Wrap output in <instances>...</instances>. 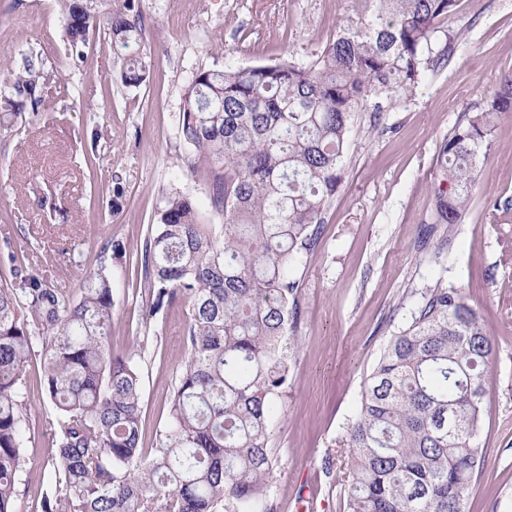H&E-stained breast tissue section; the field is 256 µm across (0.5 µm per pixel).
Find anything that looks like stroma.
<instances>
[{
	"mask_svg": "<svg viewBox=\"0 0 512 512\" xmlns=\"http://www.w3.org/2000/svg\"><path fill=\"white\" fill-rule=\"evenodd\" d=\"M139 41L117 48L107 30L76 61L65 48L59 0H0V89L40 66L46 99L38 118L0 111V283L18 264L77 295L108 241L112 262L110 344L138 351L142 446L168 417L186 348L181 302L152 311L129 254L142 244L164 194L180 191L206 221V165L187 175L179 138L182 94L201 69L307 61L353 16L352 0H135ZM450 60L416 92L382 113L364 104L344 158L343 181L316 246L299 264L298 348L271 431L270 512H345L329 463L358 405L363 382L390 336L411 321L407 295L434 285L463 289L495 340L482 402L486 455L465 512H512V112L503 113L462 223L432 231L440 148L512 71V0H458L432 39ZM137 58L147 78L121 81ZM69 84V93L59 91ZM43 366L26 369V464L20 512H41L52 479L55 411L41 391Z\"/></svg>",
	"mask_w": 512,
	"mask_h": 512,
	"instance_id": "35a3bbf8",
	"label": "stroma"
}]
</instances>
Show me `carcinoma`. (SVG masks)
<instances>
[{
  "label": "carcinoma",
  "mask_w": 512,
  "mask_h": 512,
  "mask_svg": "<svg viewBox=\"0 0 512 512\" xmlns=\"http://www.w3.org/2000/svg\"><path fill=\"white\" fill-rule=\"evenodd\" d=\"M62 3L78 57L93 30L121 46L142 35L134 0L103 14L93 0ZM354 3L355 18L315 58L200 69L184 90L180 138L209 166L224 223L204 222L171 191L136 255L153 307L179 300L188 322V356L150 453L137 353L114 355L109 343L112 255H126L125 245L103 247L76 298L12 268L0 286V512H19L24 374L36 357L57 421L42 512H267L270 432L297 346L298 265L340 184L353 114L369 99L383 112L422 84L457 0ZM40 79L26 59L0 108L38 116ZM145 79V63H126L124 85ZM511 111L509 72L442 147L436 223L461 222L479 156ZM494 352L462 289L420 293L339 440L348 512H463L485 465L477 436Z\"/></svg>",
  "instance_id": "obj_1"
}]
</instances>
